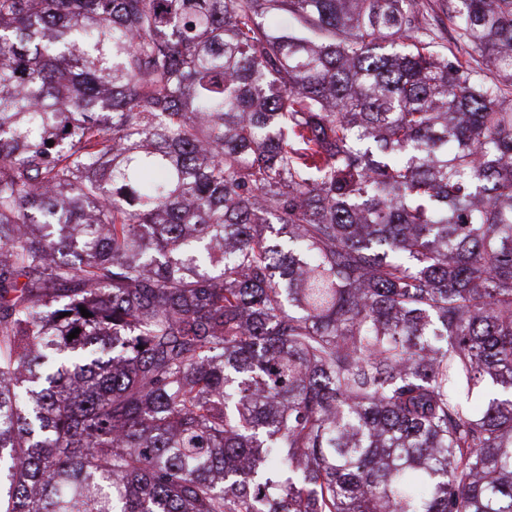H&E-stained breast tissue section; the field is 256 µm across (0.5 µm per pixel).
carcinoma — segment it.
<instances>
[{"label": "carcinoma", "instance_id": "obj_1", "mask_svg": "<svg viewBox=\"0 0 512 512\" xmlns=\"http://www.w3.org/2000/svg\"><path fill=\"white\" fill-rule=\"evenodd\" d=\"M439 9L479 66L419 0H0V512H512V0Z\"/></svg>", "mask_w": 512, "mask_h": 512}]
</instances>
